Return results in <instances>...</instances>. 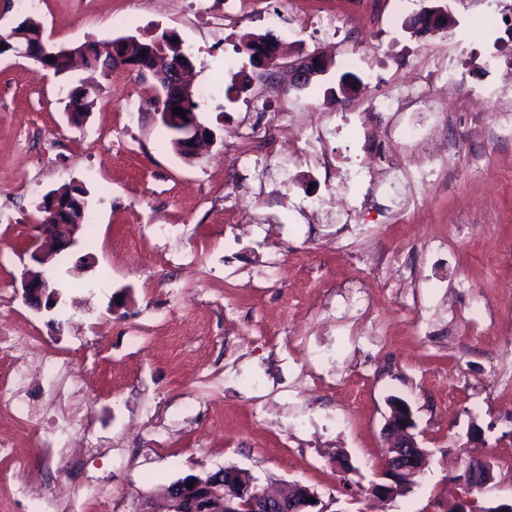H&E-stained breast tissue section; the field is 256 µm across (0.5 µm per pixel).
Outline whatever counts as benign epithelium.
I'll return each instance as SVG.
<instances>
[{
    "label": "benign epithelium",
    "instance_id": "7a95c632",
    "mask_svg": "<svg viewBox=\"0 0 512 512\" xmlns=\"http://www.w3.org/2000/svg\"><path fill=\"white\" fill-rule=\"evenodd\" d=\"M452 17L448 10L442 8L427 10L412 19L410 30L423 34L432 29L446 26ZM28 34L25 27L18 24L0 38L7 54L27 57ZM126 41L119 40L111 46L112 55L120 67L143 71L139 61L123 51ZM149 54L156 66L152 75L162 80L161 101L169 110L157 111L160 121L174 126L176 139L182 142L186 156L193 155L197 148L214 141L213 132L201 124L194 113L174 114L170 109L186 104L192 100L194 93L187 80L188 70L175 65V71L165 73L169 63L166 43L156 42L149 48ZM280 46L276 39L259 43L251 52L252 67L274 72L280 67ZM327 63L316 54L288 63L292 73V87L304 89L314 78L322 75ZM83 218L79 217L68 223L38 224V237L49 241L51 252L41 249L33 250L32 259L47 264L50 259L69 249L76 243V234L81 228ZM22 297L28 305L39 309L51 307L56 299L52 282L42 272H27L21 280ZM416 424L408 404L399 398L391 401V412L384 425L387 438L385 464L372 482L369 493L381 501H393L409 492L416 479L423 473L429 452L419 443L414 430ZM458 491L448 500L438 499L434 502L433 512H512V499L495 502L490 506H480L472 497V490L484 489L494 481V465L490 460H478L469 463L464 473L457 478ZM136 512H344L325 504L317 492L310 487L295 483L286 489L267 485L263 489L255 486L254 478L246 471L235 466L221 468L217 471L192 475L176 480L164 487L159 497L144 496Z\"/></svg>",
    "mask_w": 512,
    "mask_h": 512
}]
</instances>
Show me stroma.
<instances>
[{"label":"stroma","mask_w":512,"mask_h":512,"mask_svg":"<svg viewBox=\"0 0 512 512\" xmlns=\"http://www.w3.org/2000/svg\"><path fill=\"white\" fill-rule=\"evenodd\" d=\"M226 0H42L25 11L0 0V31L24 18L41 23L53 44L75 48L133 35L174 33L191 56L194 88L210 99L197 113L216 141L187 158L145 104L151 76L126 69L97 75L101 87L83 124L60 100L62 78L34 61L0 56V333L31 337L34 359L73 361L89 415L82 464L69 469L43 447V411L61 373L32 372L28 412L17 411L9 353L0 354V512H133L138 498L171 481L225 466L260 481L301 482L348 512H430L454 476L488 458L495 480L475 491L481 505L512 497V140L487 133L457 146L481 119L482 90H512V27L474 26L512 14V0H414L355 33H298L273 0L225 24ZM453 22L442 34L458 54L461 85L439 92L448 110V171L417 209L393 218L394 201L377 198L360 221L387 259L403 266L392 283L358 268L353 240L313 222L300 201L324 196L336 171L380 166L354 127L330 148L324 169L289 158L292 136L338 106L360 100L367 84L414 78L425 45L407 27L433 6ZM273 33L292 53H319L328 72L302 90L263 104L257 90L236 100L225 91L249 69L247 34ZM267 106L269 135L250 157L278 151L288 159L262 198L251 194L253 164L230 160L235 131ZM87 190L88 224L72 249L47 269L54 308L35 310L21 296L31 258L36 208L62 186ZM284 256L264 280L267 251ZM423 287L426 333L414 331L399 297L409 273ZM359 281L370 318L318 322L325 303H340ZM411 407L431 462L412 492L381 504L367 493L380 467L382 427L392 398ZM166 439L154 448L155 439Z\"/></svg>","instance_id":"35a3bbf8"}]
</instances>
